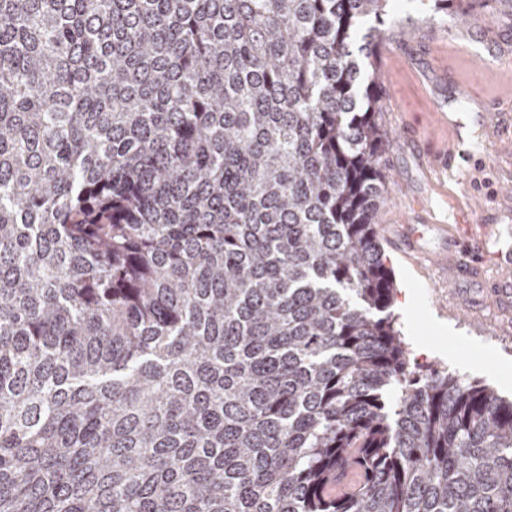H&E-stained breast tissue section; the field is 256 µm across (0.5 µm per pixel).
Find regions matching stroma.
<instances>
[{
  "mask_svg": "<svg viewBox=\"0 0 512 512\" xmlns=\"http://www.w3.org/2000/svg\"><path fill=\"white\" fill-rule=\"evenodd\" d=\"M477 14L479 26L432 24L420 0H401L385 19L371 63L389 187L375 224L409 369L444 367L512 399V310L491 295L495 261L456 283L437 262L453 237L512 245V16ZM463 153L469 162L449 170Z\"/></svg>",
  "mask_w": 512,
  "mask_h": 512,
  "instance_id": "1",
  "label": "stroma"
}]
</instances>
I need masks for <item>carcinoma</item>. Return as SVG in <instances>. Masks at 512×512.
Listing matches in <instances>:
<instances>
[{
    "label": "carcinoma",
    "instance_id": "cac0c4a2",
    "mask_svg": "<svg viewBox=\"0 0 512 512\" xmlns=\"http://www.w3.org/2000/svg\"><path fill=\"white\" fill-rule=\"evenodd\" d=\"M391 2L0 0V512H512L389 312Z\"/></svg>",
    "mask_w": 512,
    "mask_h": 512
}]
</instances>
